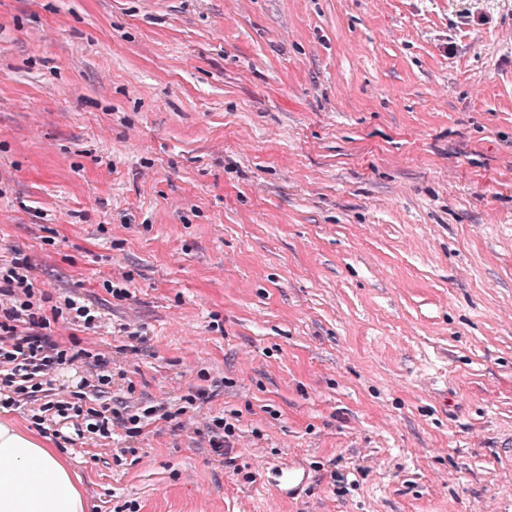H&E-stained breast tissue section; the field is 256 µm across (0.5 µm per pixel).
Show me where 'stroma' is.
Wrapping results in <instances>:
<instances>
[{"mask_svg": "<svg viewBox=\"0 0 512 512\" xmlns=\"http://www.w3.org/2000/svg\"><path fill=\"white\" fill-rule=\"evenodd\" d=\"M18 251L96 314L53 400L173 414L12 410L87 512H512V0H0ZM73 396L77 401H57L53 403V405H50V408L47 410L55 408L58 416L63 418L82 417L83 424L85 425L86 430L90 433H106V431H109L108 424L110 419L105 415L106 412H111V414L115 416V419L119 421L118 423L125 428L126 436L131 438L139 435L142 429V421L144 419L151 418L153 420H168L173 416L171 412L167 411L162 406H149L144 409L138 408V410L141 409V412L137 411L129 413L127 410L128 406L124 405L123 401H118V404H116L118 408H111L106 404L100 405V410H98L94 406L87 407V403L82 392H80V395L73 394ZM83 406H86L87 408L84 410ZM210 433L209 443L213 451L219 456L227 455L228 453H224V447L230 448L229 439L234 436L235 424L229 422L227 418L216 417L213 419ZM278 477L276 485L284 494H295L307 482L308 474L296 467L291 461L282 462L275 467Z\"/></svg>", "mask_w": 512, "mask_h": 512, "instance_id": "35a3bbf8", "label": "stroma"}]
</instances>
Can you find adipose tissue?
<instances>
[{
  "label": "adipose tissue",
  "mask_w": 512,
  "mask_h": 512,
  "mask_svg": "<svg viewBox=\"0 0 512 512\" xmlns=\"http://www.w3.org/2000/svg\"><path fill=\"white\" fill-rule=\"evenodd\" d=\"M0 512H86L80 481L46 442L0 419Z\"/></svg>",
  "instance_id": "ef3b65f1"
}]
</instances>
